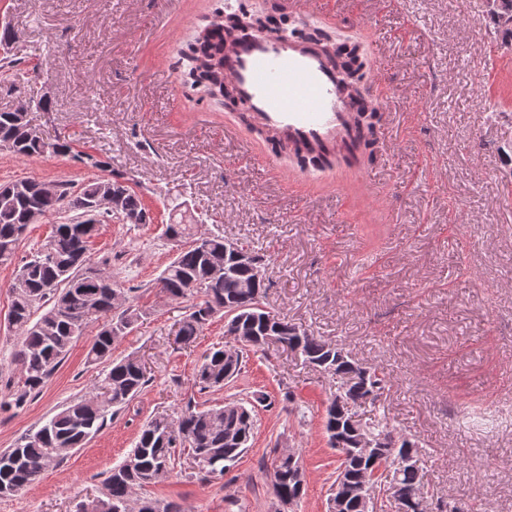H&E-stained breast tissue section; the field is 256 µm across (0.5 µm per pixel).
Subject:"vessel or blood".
I'll use <instances>...</instances> for the list:
<instances>
[{
	"mask_svg": "<svg viewBox=\"0 0 512 512\" xmlns=\"http://www.w3.org/2000/svg\"><path fill=\"white\" fill-rule=\"evenodd\" d=\"M224 77L249 110L252 125L280 143L339 159L343 170L366 171L358 154L355 116L383 108V99L351 97L348 76L323 44L278 29L226 39Z\"/></svg>",
	"mask_w": 512,
	"mask_h": 512,
	"instance_id": "vessel-or-blood-1",
	"label": "vessel or blood"
}]
</instances>
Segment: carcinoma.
I'll return each mask as SVG.
<instances>
[{"label":"carcinoma","mask_w":512,"mask_h":512,"mask_svg":"<svg viewBox=\"0 0 512 512\" xmlns=\"http://www.w3.org/2000/svg\"><path fill=\"white\" fill-rule=\"evenodd\" d=\"M498 32L512 41V0H500L499 9L491 13ZM336 58L349 74L358 67L355 48L339 47ZM189 74L194 83L221 86L224 83V48L213 30L193 39L186 55ZM0 150L16 157L41 155L48 151L69 155L71 142L57 139L50 143L32 137L27 114L0 111ZM113 197L112 209L97 208L105 194ZM73 217L53 225L44 249L26 261L11 288L9 326L21 340L14 362L19 366L22 384L10 391L9 405L20 409L32 395L40 392L47 380L69 353L72 344L92 325L96 326L94 342L87 358L107 362L112 357L115 341L139 320L136 310L126 305L128 298L112 276L86 272L81 260L90 239L101 223L100 215L110 216L123 224H149L151 216L142 198L121 177L112 174L94 177L75 192L58 184L53 193L43 191L36 180H20L0 187V266L12 264L21 236L33 216L43 218L60 212ZM167 238L177 243V251L157 279L160 292L168 297L192 301L179 320L176 340L193 343L209 321L224 314L237 323L239 336L235 358H225V346L214 347L194 373L199 391L220 390L241 373L244 353L264 345L265 334L276 332L297 348L305 363L337 375L355 373L361 382L340 386L326 407L325 431L340 421V407L374 405L386 386L385 376L376 368L353 359L348 352L320 336L291 324L266 310L264 256L253 252V266L227 260L224 272L216 273L213 260L224 255V238L201 229L196 222L170 218ZM192 239L201 245L184 246ZM149 377L146 366L135 356L112 363L101 385L89 398L78 399L62 407L37 431L31 432L13 447L0 451V497L11 496L38 479L43 465L59 463L69 453L84 446L107 423V415L124 410L142 393ZM369 434L386 442L380 455L373 449L343 447L336 478L350 487V495L341 512H363L361 496L372 492L378 508L388 507L390 497L413 506L425 500L420 472L423 448L418 442L399 433L389 418L382 417L366 425ZM255 420L245 402L231 400L226 404L199 409L185 405L175 419L159 417L140 429L130 454L139 458V469L124 471V464L112 468L104 482L98 501L106 512H147L144 502L154 504L152 512H177L171 503L146 499L138 492L169 474L175 449L183 448L195 458L198 469L209 476H224V470L242 457L249 447L236 448L226 441L231 432L244 433L252 439ZM272 490L277 502L299 501L304 494L305 479L291 475L288 458L272 460Z\"/></svg>","instance_id":"carcinoma-1"}]
</instances>
